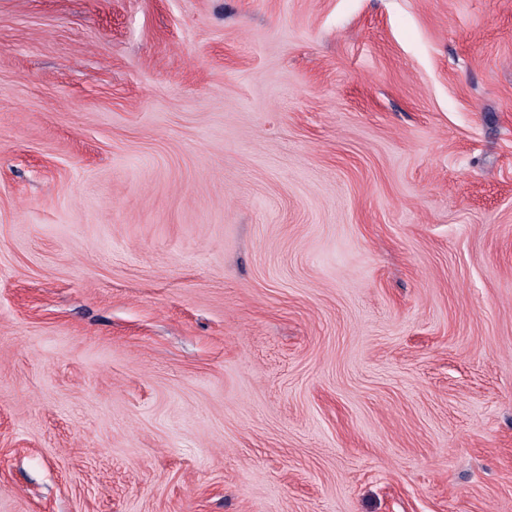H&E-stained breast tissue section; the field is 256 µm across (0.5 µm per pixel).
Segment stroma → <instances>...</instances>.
Here are the masks:
<instances>
[{
	"instance_id": "stroma-1",
	"label": "stroma",
	"mask_w": 512,
	"mask_h": 512,
	"mask_svg": "<svg viewBox=\"0 0 512 512\" xmlns=\"http://www.w3.org/2000/svg\"><path fill=\"white\" fill-rule=\"evenodd\" d=\"M0 512H512V0H0Z\"/></svg>"
}]
</instances>
